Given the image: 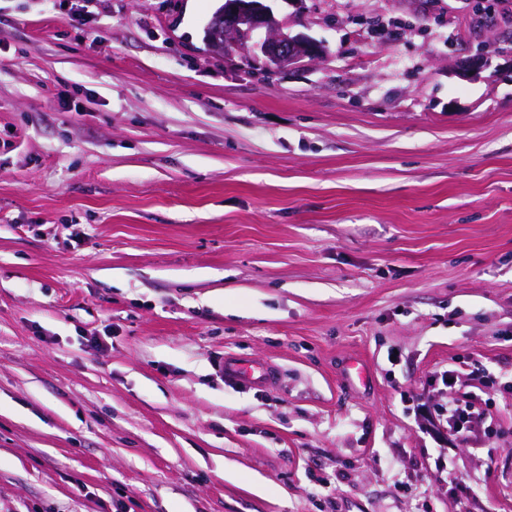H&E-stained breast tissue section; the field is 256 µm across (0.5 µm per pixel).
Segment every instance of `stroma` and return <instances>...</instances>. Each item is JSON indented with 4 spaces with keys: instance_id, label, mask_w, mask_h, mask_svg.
<instances>
[{
    "instance_id": "obj_1",
    "label": "stroma",
    "mask_w": 512,
    "mask_h": 512,
    "mask_svg": "<svg viewBox=\"0 0 512 512\" xmlns=\"http://www.w3.org/2000/svg\"><path fill=\"white\" fill-rule=\"evenodd\" d=\"M483 3L272 0L327 54L269 75L207 52L220 0H0V512H512ZM484 417L485 412L475 405L474 399H461L449 393L448 424L456 433L469 432L471 424Z\"/></svg>"
}]
</instances>
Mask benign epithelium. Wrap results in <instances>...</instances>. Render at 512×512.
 <instances>
[{
  "instance_id": "1",
  "label": "benign epithelium",
  "mask_w": 512,
  "mask_h": 512,
  "mask_svg": "<svg viewBox=\"0 0 512 512\" xmlns=\"http://www.w3.org/2000/svg\"><path fill=\"white\" fill-rule=\"evenodd\" d=\"M207 51L224 56L242 51L274 74L322 59L318 40L284 31L264 0H224L204 29Z\"/></svg>"
}]
</instances>
